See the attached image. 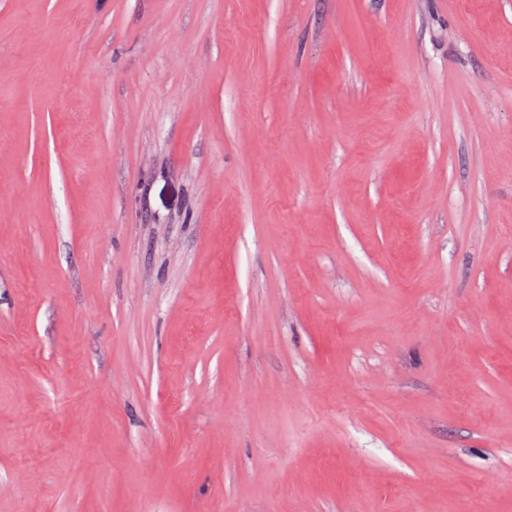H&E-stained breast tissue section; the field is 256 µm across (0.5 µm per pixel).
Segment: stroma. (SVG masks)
Here are the masks:
<instances>
[{"label": "stroma", "instance_id": "stroma-1", "mask_svg": "<svg viewBox=\"0 0 512 512\" xmlns=\"http://www.w3.org/2000/svg\"><path fill=\"white\" fill-rule=\"evenodd\" d=\"M0 512H512V0H0Z\"/></svg>", "mask_w": 512, "mask_h": 512}]
</instances>
